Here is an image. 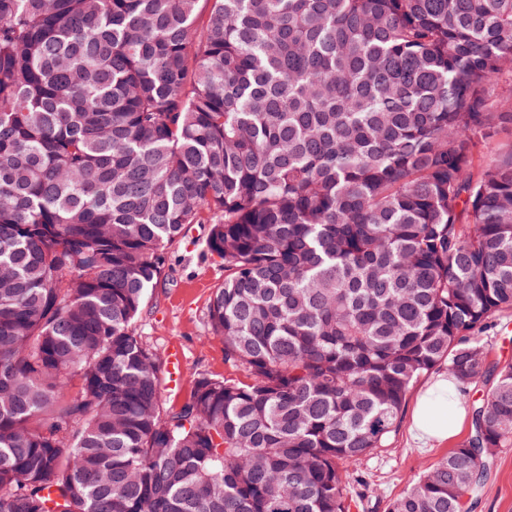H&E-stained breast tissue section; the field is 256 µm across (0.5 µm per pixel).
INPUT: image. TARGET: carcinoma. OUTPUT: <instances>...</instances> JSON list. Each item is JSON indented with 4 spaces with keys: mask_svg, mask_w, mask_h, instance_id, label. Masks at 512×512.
<instances>
[{
    "mask_svg": "<svg viewBox=\"0 0 512 512\" xmlns=\"http://www.w3.org/2000/svg\"><path fill=\"white\" fill-rule=\"evenodd\" d=\"M512 0H0V512H351L443 362L468 438L388 512H462L512 446ZM224 361L161 403L136 321L191 224ZM482 336L492 364L512 363V310L499 313Z\"/></svg>",
    "mask_w": 512,
    "mask_h": 512,
    "instance_id": "1",
    "label": "carcinoma"
}]
</instances>
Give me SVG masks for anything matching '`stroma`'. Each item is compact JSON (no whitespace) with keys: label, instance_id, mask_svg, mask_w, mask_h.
I'll list each match as a JSON object with an SVG mask.
<instances>
[{"label":"stroma","instance_id":"obj_1","mask_svg":"<svg viewBox=\"0 0 512 512\" xmlns=\"http://www.w3.org/2000/svg\"><path fill=\"white\" fill-rule=\"evenodd\" d=\"M210 227L190 225L168 253L165 272L153 299L137 322L143 341L159 353L179 345L183 353L182 381L178 389H162L165 405L180 404L198 375L233 376L224 362V340L208 322V308L216 288L224 282V266L207 253ZM492 364L512 363V310L499 313L484 334ZM415 394L408 395L400 426L383 447L354 463L356 477L349 491L355 496L351 512H385L423 473L469 435L463 423L453 438L423 446L411 433ZM465 512H512V447L499 449L481 492L467 501Z\"/></svg>","mask_w":512,"mask_h":512}]
</instances>
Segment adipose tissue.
Here are the masks:
<instances>
[{"label": "adipose tissue", "instance_id": "adipose-tissue-1", "mask_svg": "<svg viewBox=\"0 0 512 512\" xmlns=\"http://www.w3.org/2000/svg\"><path fill=\"white\" fill-rule=\"evenodd\" d=\"M452 388L447 378L440 377L419 395L413 415V432L417 441L445 440L458 432L464 413L451 405L448 395Z\"/></svg>", "mask_w": 512, "mask_h": 512}]
</instances>
